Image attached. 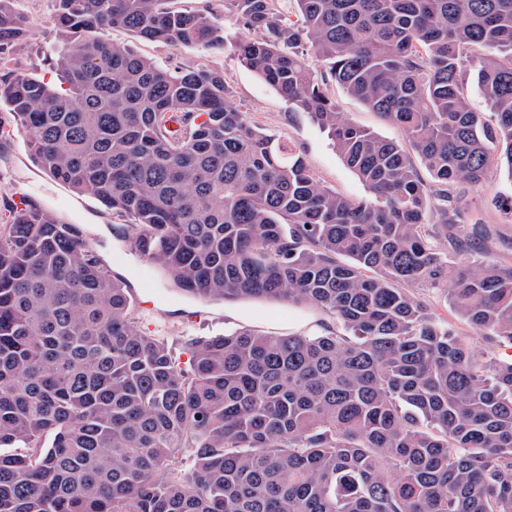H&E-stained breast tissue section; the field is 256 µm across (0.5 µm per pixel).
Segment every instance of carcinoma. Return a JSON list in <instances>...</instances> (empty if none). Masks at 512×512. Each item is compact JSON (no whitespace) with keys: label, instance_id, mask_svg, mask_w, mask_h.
Listing matches in <instances>:
<instances>
[{"label":"carcinoma","instance_id":"carcinoma-1","mask_svg":"<svg viewBox=\"0 0 512 512\" xmlns=\"http://www.w3.org/2000/svg\"><path fill=\"white\" fill-rule=\"evenodd\" d=\"M54 2L68 87L0 80L33 158L126 219L186 295L307 305L336 326L193 340L182 365L140 331L97 251L21 201L0 229V512H512V362L477 369L406 290L446 291L512 345V268L465 262L460 190L512 175V0H292L291 16L279 0H229L258 33L238 56L329 132L360 200L253 127L223 74L99 36L217 49L218 16ZM18 3L0 0V52L23 43ZM330 79L408 147L352 125Z\"/></svg>","mask_w":512,"mask_h":512}]
</instances>
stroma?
Here are the masks:
<instances>
[{
  "label": "stroma",
  "mask_w": 512,
  "mask_h": 512,
  "mask_svg": "<svg viewBox=\"0 0 512 512\" xmlns=\"http://www.w3.org/2000/svg\"><path fill=\"white\" fill-rule=\"evenodd\" d=\"M175 3L223 16L228 44L216 50L171 46L140 39L122 28L105 30L103 36L113 44L130 47L171 69L203 66L223 73L231 101L246 112L252 125L287 141L329 189L354 200L367 196L365 185L338 156L327 133L307 113L292 111L286 99L240 60L232 41L245 36L246 31L227 0H175ZM20 11L25 18L26 37L22 47L0 58V77L24 74L56 83L57 76L50 64V53L56 42L51 23L54 4L52 0H22ZM330 92L338 111L344 112L352 124L389 140L404 141L400 127L348 96L338 85H331ZM0 126L11 131L10 137L0 138V227L10 223L18 194H25L32 204L55 212L63 223L82 224L91 229L99 238L95 249L105 266L112 275L125 280L130 295H139L138 276L146 267V260L132 251L127 252L123 264L112 261L113 252L125 247L112 233L113 227L121 225V218L98 202L72 193L38 167L26 151L24 129L4 106L0 107ZM464 191L478 223L477 228L468 231L474 258L511 268L512 216L501 211L494 199L500 194H512V177L501 168L491 172L484 181L465 186ZM410 292L436 321L448 326L467 344L477 366L512 360V347L476 333L455 313L445 292L423 286L411 287ZM152 298L153 312L146 313L135 306L131 314L142 331L163 337L179 357L194 337L215 336L241 328L272 335L316 334L322 324L331 320L330 315L322 311L283 302L193 300L162 279L158 280Z\"/></svg>",
  "instance_id": "35a3bbf8"
}]
</instances>
